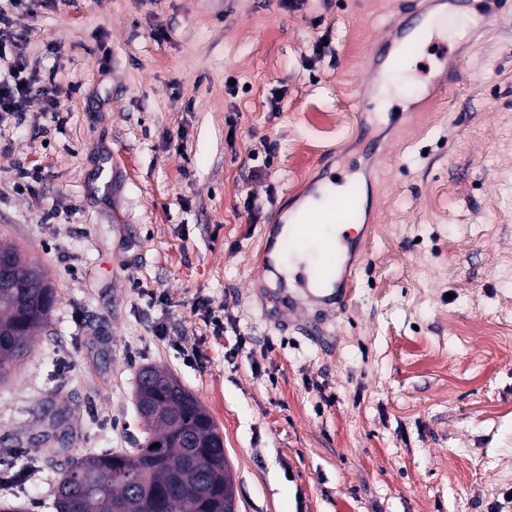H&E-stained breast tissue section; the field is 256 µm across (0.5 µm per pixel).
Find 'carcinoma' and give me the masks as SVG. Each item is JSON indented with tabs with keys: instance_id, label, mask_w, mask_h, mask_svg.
Segmentation results:
<instances>
[{
	"instance_id": "carcinoma-1",
	"label": "carcinoma",
	"mask_w": 512,
	"mask_h": 512,
	"mask_svg": "<svg viewBox=\"0 0 512 512\" xmlns=\"http://www.w3.org/2000/svg\"><path fill=\"white\" fill-rule=\"evenodd\" d=\"M13 287L0 288V380L29 356L46 326L55 288L23 260L11 268ZM163 367L143 370L136 409L157 447L90 453L58 479L54 512H224L233 489L221 434L209 411Z\"/></svg>"
}]
</instances>
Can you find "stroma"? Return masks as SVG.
Masks as SVG:
<instances>
[{"mask_svg": "<svg viewBox=\"0 0 512 512\" xmlns=\"http://www.w3.org/2000/svg\"><path fill=\"white\" fill-rule=\"evenodd\" d=\"M412 2L0 0L61 101L0 118V238L56 290L0 381V505L52 512L72 459L135 447L156 365L215 419L238 512H512V0L462 10L445 94L413 50L410 86L356 126L371 44ZM360 131L383 155L360 157ZM326 155L371 221L359 286L292 307L254 285L264 229Z\"/></svg>", "mask_w": 512, "mask_h": 512, "instance_id": "1", "label": "stroma"}]
</instances>
